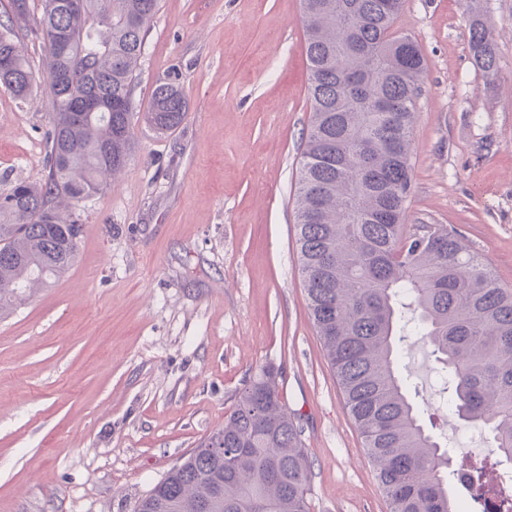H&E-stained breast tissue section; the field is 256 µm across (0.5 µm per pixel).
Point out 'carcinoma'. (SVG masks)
I'll list each match as a JSON object with an SVG mask.
<instances>
[{"mask_svg":"<svg viewBox=\"0 0 512 512\" xmlns=\"http://www.w3.org/2000/svg\"><path fill=\"white\" fill-rule=\"evenodd\" d=\"M44 0L40 19L49 174L0 195V303L67 271L82 225L54 206L82 200L123 171L132 150L131 84L158 0ZM311 111L296 190V244L307 307L388 512H457L446 452L421 424L427 404L407 396L408 331L450 370L448 407L487 429L497 459L461 455L484 512L490 467L512 463V289L443 224L405 223L411 133L424 72L417 41L395 29L397 0H301ZM469 48L486 80L497 73L491 29L468 2ZM69 41L56 48L55 32ZM12 20L0 22V86L24 99L33 75ZM188 98L154 87L147 121L178 126ZM279 371L246 384L217 432L224 452L192 451L135 512H309L311 479Z\"/></svg>","mask_w":512,"mask_h":512,"instance_id":"1","label":"carcinoma"}]
</instances>
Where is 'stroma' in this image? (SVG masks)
Returning a JSON list of instances; mask_svg holds the SVG:
<instances>
[{"label": "stroma", "mask_w": 512, "mask_h": 512, "mask_svg": "<svg viewBox=\"0 0 512 512\" xmlns=\"http://www.w3.org/2000/svg\"><path fill=\"white\" fill-rule=\"evenodd\" d=\"M16 20L35 81L0 88V194L49 172L42 0ZM498 72L469 50L464 0H405L395 27L426 62L406 223L444 224L512 288V0H484ZM300 0H158L132 87L134 145L100 194L64 202L83 226L72 266L0 310V512H134L222 429L261 367L302 428L310 512L387 504L308 317L294 229L310 103ZM183 87L182 123L145 114ZM404 363L449 450L472 423L416 340ZM188 109L183 89L172 81H160L151 93L146 118L157 131L164 133L178 126Z\"/></svg>", "instance_id": "obj_1"}]
</instances>
